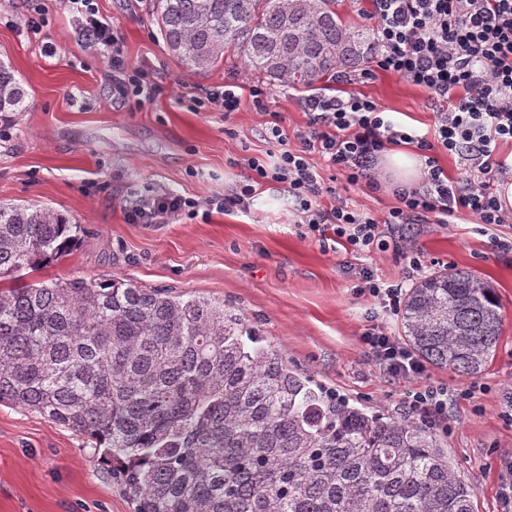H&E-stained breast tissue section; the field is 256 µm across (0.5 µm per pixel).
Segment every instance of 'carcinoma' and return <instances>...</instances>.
<instances>
[{"label":"carcinoma","instance_id":"carcinoma-1","mask_svg":"<svg viewBox=\"0 0 512 512\" xmlns=\"http://www.w3.org/2000/svg\"><path fill=\"white\" fill-rule=\"evenodd\" d=\"M158 34L191 71L233 53L253 75L317 90L379 53L336 0H152ZM0 61V121L26 110ZM38 204L0 203V403L92 440L135 512H475L423 423L312 386L224 302L117 278L27 281L81 240ZM399 320L424 361L469 375L495 355L500 304L481 277L433 271Z\"/></svg>","mask_w":512,"mask_h":512}]
</instances>
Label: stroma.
Wrapping results in <instances>:
<instances>
[{
    "mask_svg": "<svg viewBox=\"0 0 512 512\" xmlns=\"http://www.w3.org/2000/svg\"><path fill=\"white\" fill-rule=\"evenodd\" d=\"M46 24L26 33V0H0V59L28 93L26 111L0 124V202L36 203L74 219L80 245L37 273L40 281L123 278L144 288L222 301L243 315L291 367L325 388L396 417L410 416L417 388L445 386L459 397L448 407L442 439L459 476L474 484L475 512H502V482L512 476V421L502 414L512 395V252H501L474 218L454 224L422 217L400 230L387 251L359 261L344 249L303 236L281 185L263 187L249 213L184 215L171 224H132L130 199L158 190L198 200L223 194L240 179L243 158L277 152L266 128L280 118L303 128L304 94L270 88L264 109L245 106L225 118L186 105L205 88L256 83L243 61L186 71L165 48L150 0H96L133 66L162 77L153 101L112 100L107 59L89 54L64 0H41ZM53 44L46 55L42 47ZM324 94L369 97L421 133L434 132L438 102L399 75L329 81ZM421 249L440 266L477 274L495 289L502 315L496 356L480 375L426 366L417 378L395 377L363 342L375 308L357 294L356 270L414 281L404 260ZM120 467L89 441L39 413L0 403V512H134Z\"/></svg>",
    "mask_w": 512,
    "mask_h": 512,
    "instance_id": "obj_1",
    "label": "stroma"
}]
</instances>
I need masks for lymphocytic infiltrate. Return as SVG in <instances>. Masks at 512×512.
Listing matches in <instances>:
<instances>
[{"mask_svg": "<svg viewBox=\"0 0 512 512\" xmlns=\"http://www.w3.org/2000/svg\"><path fill=\"white\" fill-rule=\"evenodd\" d=\"M88 52L106 54L112 71L113 100L150 99L162 95L161 79L146 67L127 61L110 25L97 16L94 0H68ZM367 18L379 45L376 64L447 103L437 115L433 135L395 120L390 113L361 95H311L304 102V129L287 135L280 123L268 129L280 151L273 161L245 159L242 180L225 187L206 202L170 192L131 203L128 217L135 224H169L196 212L200 205L224 213L247 212L264 185H282L303 216L309 237L334 242L356 258L385 250V228L402 227L426 214L438 223L475 218L482 230L512 223L492 183L512 178V163L501 159L499 147L512 142V0H371ZM268 95L259 84L224 85L190 99L195 112L232 115L244 103L260 109ZM300 146L290 149L289 139ZM407 145L423 161V175L414 186L394 189L397 201L384 220H377L339 199L335 186L325 185L308 157L318 154L329 170L348 185L380 191L376 164L389 147ZM466 157L468 176L452 178L440 167L435 150ZM334 199L322 207L323 196ZM364 344L385 368L396 375L415 376L422 363L384 327L365 333ZM454 392L425 387L412 392L409 406L428 427L447 428Z\"/></svg>", "mask_w": 512, "mask_h": 512, "instance_id": "f902f5d3", "label": "lymphocytic infiltrate"}]
</instances>
